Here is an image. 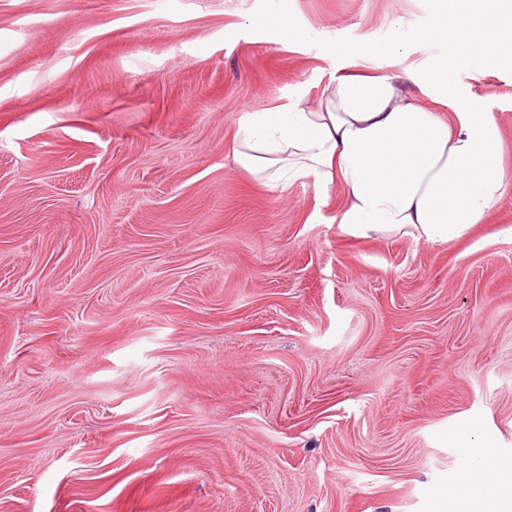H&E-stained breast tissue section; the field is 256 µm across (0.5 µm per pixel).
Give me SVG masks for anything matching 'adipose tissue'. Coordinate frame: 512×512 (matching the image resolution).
<instances>
[{"label": "adipose tissue", "mask_w": 512, "mask_h": 512, "mask_svg": "<svg viewBox=\"0 0 512 512\" xmlns=\"http://www.w3.org/2000/svg\"><path fill=\"white\" fill-rule=\"evenodd\" d=\"M471 2L466 14L435 13L423 37L452 42L454 57L433 59L425 74L367 77L345 68L315 104L248 113L232 147L237 166L271 190L309 177L337 184L345 199L339 228L354 238L398 235L436 248L466 236L512 188L498 116L448 87L449 64L488 66L512 51L496 42L512 0ZM424 75L449 113L412 93ZM436 512H512V465L482 449Z\"/></svg>", "instance_id": "obj_1"}]
</instances>
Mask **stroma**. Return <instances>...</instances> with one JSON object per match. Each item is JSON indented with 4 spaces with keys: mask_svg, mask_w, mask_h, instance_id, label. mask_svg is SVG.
<instances>
[{
    "mask_svg": "<svg viewBox=\"0 0 512 512\" xmlns=\"http://www.w3.org/2000/svg\"><path fill=\"white\" fill-rule=\"evenodd\" d=\"M436 9L0 0V512H435L512 460V190L441 248L359 240L336 185L231 156L394 21L370 72L451 55ZM451 80L512 172V56Z\"/></svg>",
    "mask_w": 512,
    "mask_h": 512,
    "instance_id": "1",
    "label": "stroma"
}]
</instances>
